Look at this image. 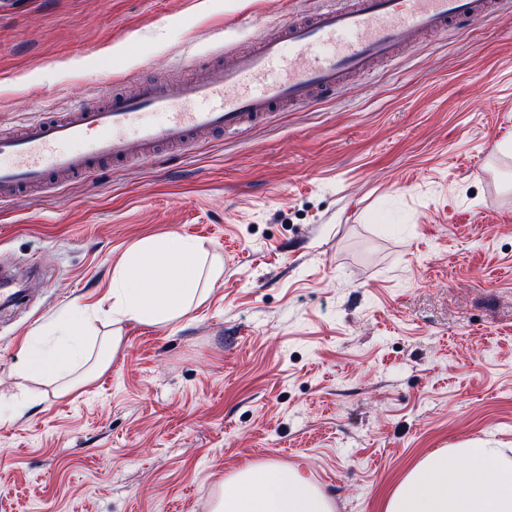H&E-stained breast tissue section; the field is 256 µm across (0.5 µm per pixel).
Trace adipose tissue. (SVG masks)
Here are the masks:
<instances>
[{
	"mask_svg": "<svg viewBox=\"0 0 512 512\" xmlns=\"http://www.w3.org/2000/svg\"><path fill=\"white\" fill-rule=\"evenodd\" d=\"M221 273L196 239L170 233L146 238L112 277L110 334L90 352L89 310L75 304L49 331L26 337L21 375L54 374L68 393L110 366L122 343L119 325L134 320L166 325L201 305ZM212 512H334L333 504L298 469L275 463L247 466L224 481ZM383 512H512V450L471 441L423 457L395 486Z\"/></svg>",
	"mask_w": 512,
	"mask_h": 512,
	"instance_id": "obj_1",
	"label": "adipose tissue"
}]
</instances>
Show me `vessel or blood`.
Wrapping results in <instances>:
<instances>
[{
	"instance_id": "obj_1",
	"label": "vessel or blood",
	"mask_w": 512,
	"mask_h": 512,
	"mask_svg": "<svg viewBox=\"0 0 512 512\" xmlns=\"http://www.w3.org/2000/svg\"><path fill=\"white\" fill-rule=\"evenodd\" d=\"M492 16L489 0H344L343 7L283 21L278 35L213 64L188 65L176 82L144 80L135 93H110L103 103L0 136V202L55 177H92L108 160L148 159L162 147H187L200 133L247 129L280 105L334 95L347 75L368 71L422 34ZM159 112L168 114L165 124L146 122Z\"/></svg>"
}]
</instances>
